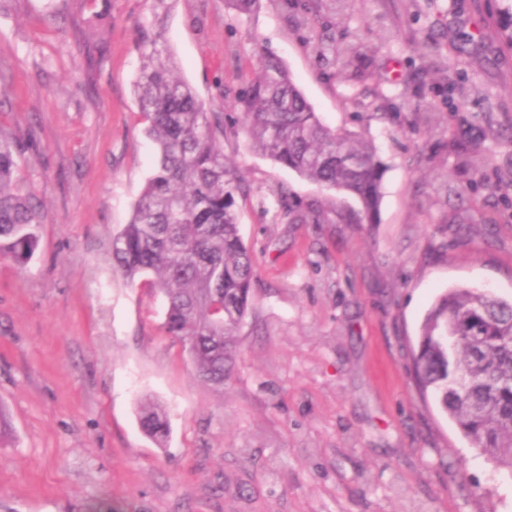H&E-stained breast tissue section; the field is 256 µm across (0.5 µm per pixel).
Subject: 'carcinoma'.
I'll list each match as a JSON object with an SVG mask.
<instances>
[{"instance_id":"carcinoma-1","label":"carcinoma","mask_w":512,"mask_h":512,"mask_svg":"<svg viewBox=\"0 0 512 512\" xmlns=\"http://www.w3.org/2000/svg\"><path fill=\"white\" fill-rule=\"evenodd\" d=\"M503 2L496 22L511 50L512 0ZM140 47L135 91L158 161L130 220L112 236V257L128 281L140 279L163 295L166 332L187 341L198 379L220 388L232 370L254 277L235 209L240 185L211 105L175 74L171 54L145 27ZM321 52L338 55L345 68L360 47L338 51L324 43ZM234 108L253 149L351 197L359 221L374 222L382 179L374 149L327 127L281 62L265 61ZM20 154V143L0 133V255L24 266L38 248L41 212L24 189ZM413 375L419 392L432 396L476 449L512 470V300L467 288L439 295L421 324ZM139 422L150 437L165 436L158 403L142 402Z\"/></svg>"}]
</instances>
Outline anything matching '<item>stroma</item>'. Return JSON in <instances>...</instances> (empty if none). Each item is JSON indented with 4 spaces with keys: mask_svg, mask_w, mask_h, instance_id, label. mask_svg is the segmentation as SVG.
<instances>
[{
    "mask_svg": "<svg viewBox=\"0 0 512 512\" xmlns=\"http://www.w3.org/2000/svg\"><path fill=\"white\" fill-rule=\"evenodd\" d=\"M0 0V131L44 213L26 266L0 258V512H512V471L474 449L410 373L451 288L512 299V52L499 0ZM106 17L93 37L88 21ZM161 20L182 79L222 107L248 187L253 304L231 376L199 382L163 298L112 235L155 164L134 94L138 27ZM470 35L462 43V35ZM361 41L348 68L317 39ZM384 165L376 223L253 151L229 109L264 58ZM470 151L450 149L456 139ZM317 204L320 220L308 213ZM165 409L164 443L139 400Z\"/></svg>",
    "mask_w": 512,
    "mask_h": 512,
    "instance_id": "stroma-1",
    "label": "stroma"
}]
</instances>
